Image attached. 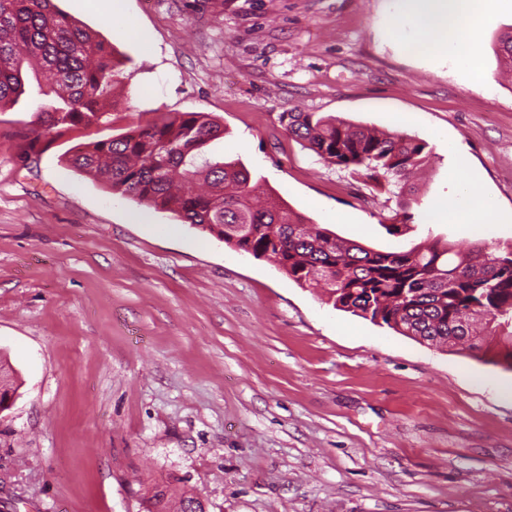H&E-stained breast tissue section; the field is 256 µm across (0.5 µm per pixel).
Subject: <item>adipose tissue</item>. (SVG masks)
<instances>
[{"mask_svg": "<svg viewBox=\"0 0 512 512\" xmlns=\"http://www.w3.org/2000/svg\"><path fill=\"white\" fill-rule=\"evenodd\" d=\"M501 0H389V34L409 54L432 57L447 51L450 59L479 72L483 31L499 11ZM494 216L480 183L463 187L460 198L438 199L431 218L441 223L467 224L473 215Z\"/></svg>", "mask_w": 512, "mask_h": 512, "instance_id": "ef3b65f1", "label": "adipose tissue"}]
</instances>
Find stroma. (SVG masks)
I'll return each mask as SVG.
<instances>
[{
    "label": "stroma",
    "mask_w": 512,
    "mask_h": 512,
    "mask_svg": "<svg viewBox=\"0 0 512 512\" xmlns=\"http://www.w3.org/2000/svg\"><path fill=\"white\" fill-rule=\"evenodd\" d=\"M387 0H92L59 8L123 64L109 121L17 156L36 86L0 112V512H142L183 478L207 512H512V369L334 309L264 258L113 194L68 162L81 143L205 112L212 156L240 160L311 223L379 251L435 235L512 244V223L432 224L479 176L512 214V69L483 35L481 76L387 33ZM405 133L433 148L398 199L327 165L280 123L291 110ZM342 220H335V213Z\"/></svg>",
    "instance_id": "obj_1"
}]
</instances>
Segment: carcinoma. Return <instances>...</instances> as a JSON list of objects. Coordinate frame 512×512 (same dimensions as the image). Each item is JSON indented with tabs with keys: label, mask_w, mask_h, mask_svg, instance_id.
Segmentation results:
<instances>
[{
	"label": "carcinoma",
	"mask_w": 512,
	"mask_h": 512,
	"mask_svg": "<svg viewBox=\"0 0 512 512\" xmlns=\"http://www.w3.org/2000/svg\"><path fill=\"white\" fill-rule=\"evenodd\" d=\"M496 54L512 66V27ZM45 81L38 124L20 145L23 156L74 128L99 126L123 72L112 49L61 12L54 0H0V110L26 92V69ZM290 135L325 163L379 181L408 180L426 162L429 144L404 132H383L292 110L280 115ZM224 129L203 112H180L138 124L118 137L80 145L71 166L115 193L173 213L224 243L280 265L301 285L322 283L328 302L436 347L478 350L498 337L512 366V245L488 251L428 237L406 251L383 252L313 225L279 199L257 194L236 160L208 155ZM391 233L410 230L414 213L400 204ZM153 497L144 512H178L182 495Z\"/></svg>",
	"instance_id": "obj_1"
}]
</instances>
